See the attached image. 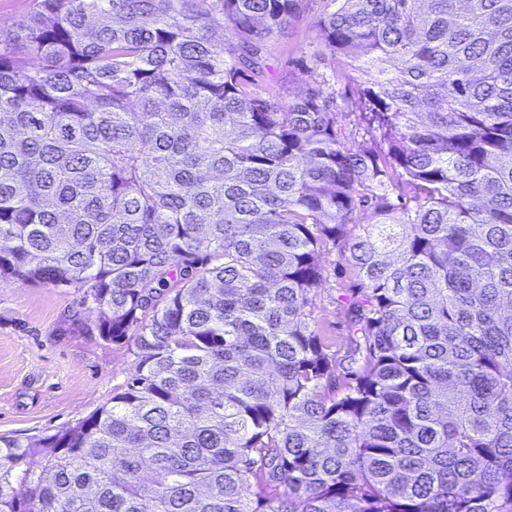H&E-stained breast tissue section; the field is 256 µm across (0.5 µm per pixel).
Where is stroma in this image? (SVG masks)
I'll list each match as a JSON object with an SVG mask.
<instances>
[{"label": "stroma", "instance_id": "stroma-1", "mask_svg": "<svg viewBox=\"0 0 512 512\" xmlns=\"http://www.w3.org/2000/svg\"><path fill=\"white\" fill-rule=\"evenodd\" d=\"M335 8L334 0H303L298 19L269 40L264 75L248 82L283 105L330 82L337 127L349 141L355 118L346 101L356 85L344 63L325 51L315 27ZM323 264L313 326L342 357L351 335L346 311L357 272L336 249L325 252ZM97 320L95 305L75 289L0 281V435L55 434L91 415L126 382L135 361L131 347L100 337Z\"/></svg>", "mask_w": 512, "mask_h": 512}]
</instances>
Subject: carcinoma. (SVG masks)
Returning <instances> with one entry per match:
<instances>
[{
    "label": "carcinoma",
    "instance_id": "carcinoma-1",
    "mask_svg": "<svg viewBox=\"0 0 512 512\" xmlns=\"http://www.w3.org/2000/svg\"><path fill=\"white\" fill-rule=\"evenodd\" d=\"M300 2L34 0L0 36V278L136 355L85 419L0 436V512H512V0L318 19L377 150L326 80L247 88ZM323 264L324 279L313 297V326L333 345L341 359L346 355L351 336L346 311L352 297L351 288L358 278L357 271L344 260L338 247L325 252Z\"/></svg>",
    "mask_w": 512,
    "mask_h": 512
}]
</instances>
